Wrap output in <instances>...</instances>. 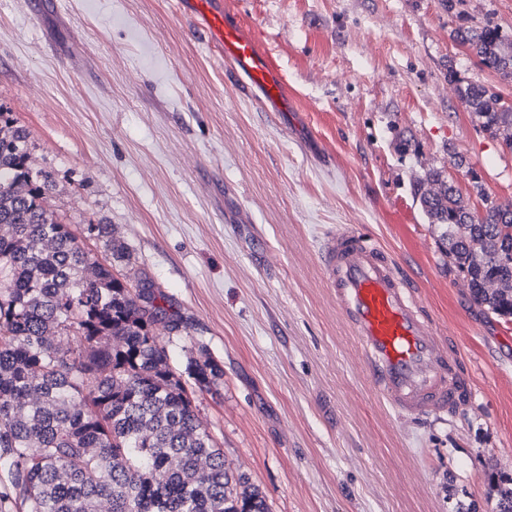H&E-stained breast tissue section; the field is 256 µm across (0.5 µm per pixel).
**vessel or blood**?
I'll return each instance as SVG.
<instances>
[{"mask_svg":"<svg viewBox=\"0 0 512 512\" xmlns=\"http://www.w3.org/2000/svg\"><path fill=\"white\" fill-rule=\"evenodd\" d=\"M175 10L204 18L245 95L266 111H287L288 90L277 64L219 0H177ZM321 262L376 393L402 416L452 411L460 394L472 389V376L460 372L459 357L438 338L415 300L412 278L399 271L392 254L359 226L346 224L325 236Z\"/></svg>","mask_w":512,"mask_h":512,"instance_id":"vessel-or-blood-1","label":"vessel or blood"}]
</instances>
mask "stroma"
Segmentation results:
<instances>
[{"label": "stroma", "mask_w": 512, "mask_h": 512, "mask_svg": "<svg viewBox=\"0 0 512 512\" xmlns=\"http://www.w3.org/2000/svg\"><path fill=\"white\" fill-rule=\"evenodd\" d=\"M271 51L293 106L243 98L172 0H0V110L31 132L55 211L114 225L224 369L200 421L269 512H495L512 475V321L448 270L412 185L431 168L512 199V151L482 131L456 69L512 103V83L454 42L460 21L512 34V0H224ZM403 213L405 223H392ZM360 225L415 280L475 378L451 415L395 414L326 287L318 248ZM496 498V512H512V477L502 476L493 480L487 492V497Z\"/></svg>", "instance_id": "obj_1"}]
</instances>
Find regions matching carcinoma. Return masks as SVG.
Returning <instances> with one entry per match:
<instances>
[{
  "label": "carcinoma",
  "mask_w": 512,
  "mask_h": 512,
  "mask_svg": "<svg viewBox=\"0 0 512 512\" xmlns=\"http://www.w3.org/2000/svg\"><path fill=\"white\" fill-rule=\"evenodd\" d=\"M451 37L481 67L512 82V37L460 25ZM471 119L512 151V105L448 68ZM30 131L0 111V500L14 512H269L204 428L196 392L224 369L205 348L184 369L166 337L186 330L152 280L123 273L132 254L111 224L55 214V183L31 159ZM470 206L438 169L414 196L439 229L441 251L472 299L512 317V201ZM496 512H512V477L490 483Z\"/></svg>",
  "instance_id": "cac0c4a2"
}]
</instances>
